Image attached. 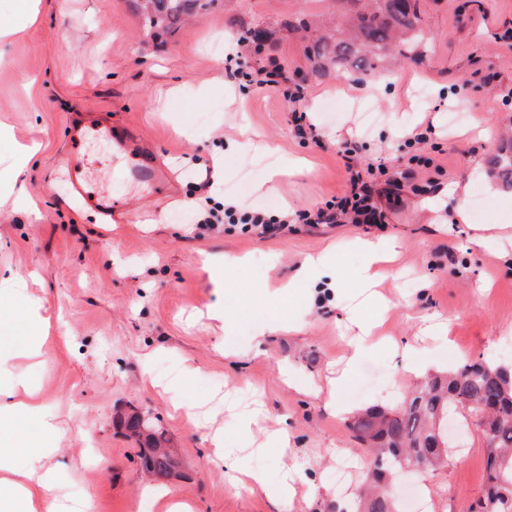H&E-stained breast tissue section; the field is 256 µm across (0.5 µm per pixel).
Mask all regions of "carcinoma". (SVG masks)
Here are the masks:
<instances>
[{"label": "carcinoma", "instance_id": "carcinoma-1", "mask_svg": "<svg viewBox=\"0 0 512 512\" xmlns=\"http://www.w3.org/2000/svg\"><path fill=\"white\" fill-rule=\"evenodd\" d=\"M144 32L173 31L188 18L205 13L215 0H131ZM334 19L319 27L301 25L312 34L306 48L318 74L370 72L391 57L415 54L425 36L419 0H330ZM496 176L512 186V138L500 143L492 158ZM454 413L494 430L486 442L487 479L474 512H512V367L477 358L447 373L431 375L400 405L369 407L353 417V438L364 447L365 476L355 486L353 512H399L388 488L403 467L437 469L448 463L451 447L438 446L437 428ZM129 436L141 442L143 470L168 477L179 461L163 450L165 439L145 427L138 413L121 419Z\"/></svg>", "mask_w": 512, "mask_h": 512}]
</instances>
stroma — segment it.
<instances>
[{
    "label": "stroma",
    "mask_w": 512,
    "mask_h": 512,
    "mask_svg": "<svg viewBox=\"0 0 512 512\" xmlns=\"http://www.w3.org/2000/svg\"><path fill=\"white\" fill-rule=\"evenodd\" d=\"M427 43L422 57L367 74L312 73L301 31L286 20L324 15L327 0H215L198 20L155 40L145 37L128 0H41L37 23L24 22L25 0H0V20L18 25L0 42V282L5 303L39 298L52 318L42 356L27 355L22 326L0 325V347L41 385L42 401L65 430L45 465L56 496L85 512H142L146 477L137 444L120 416L138 412L176 448V475L155 479L193 512H277L263 495L229 489L209 437L238 436L225 402L259 407L291 437L290 456L307 478L287 512H329L344 487L333 475L360 452L348 427L352 412L397 406L421 377L467 360L512 365V188L491 174L501 135L512 129V0H419ZM267 30L252 51L254 76L279 67L313 123L298 131L281 97L240 89L214 52V36ZM452 113L482 117L483 134L449 123ZM426 142L406 146L419 124ZM260 143L234 149L241 126ZM82 141L88 191L112 201L113 221L77 202L65 177L71 133ZM352 150L340 152L341 141ZM37 144L22 160L20 145ZM224 158L222 196L241 210L281 214L323 207L351 188L350 177L380 192L381 224H291L275 235L242 225L210 228L186 206L203 199L215 156ZM311 163L308 174L264 186L285 159ZM160 173L133 184L131 169ZM385 164V174L369 169ZM24 200H17V193ZM465 221H458L457 211ZM485 228L486 247L470 246ZM397 238L399 255L379 290L392 305L379 329L413 346L417 371L388 351H373L345 383L349 410L326 397L289 388L324 383L337 371L358 294L366 239ZM331 252L340 286L325 301L310 298L298 277L305 258ZM246 255L226 268V293L215 292L204 261ZM297 277L287 302L274 305L266 286ZM226 305L234 320L219 328L206 317ZM308 321L301 331L264 339L258 324ZM195 367L185 376V367ZM485 442L471 432L447 466L408 476L395 493L402 512L421 499L425 512H472L482 494Z\"/></svg>",
    "instance_id": "obj_1"
}]
</instances>
